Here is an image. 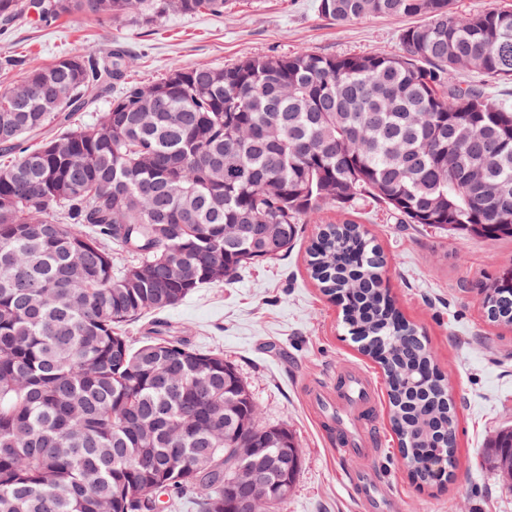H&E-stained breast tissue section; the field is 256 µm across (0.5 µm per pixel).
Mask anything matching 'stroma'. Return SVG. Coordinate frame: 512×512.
<instances>
[{
  "instance_id": "1",
  "label": "stroma",
  "mask_w": 512,
  "mask_h": 512,
  "mask_svg": "<svg viewBox=\"0 0 512 512\" xmlns=\"http://www.w3.org/2000/svg\"><path fill=\"white\" fill-rule=\"evenodd\" d=\"M317 0H236L221 14L172 15L131 24L71 16L51 25L20 21L0 29V58L44 66L64 54H99L114 43L131 54L128 79L151 82L176 64L218 67L255 54L308 48L323 54L392 53L405 24L370 18L339 24ZM339 211L326 207L303 225L295 247L275 263L244 268L231 282L199 289L163 313L174 335L222 354L249 387L263 423L287 425L303 451L301 471L283 512H369L349 491L347 473L364 460L342 459L305 406L307 388L355 365L384 385L381 369L362 355L340 308L310 279L305 250L319 225ZM351 218L386 257L385 283L397 306L422 328L458 410V468L441 486L413 484L400 463L386 414L375 430L374 466L394 492L391 512H512V486L483 459L486 440L512 426V328L488 322L475 283L512 265V239L451 238L398 224L370 200Z\"/></svg>"
}]
</instances>
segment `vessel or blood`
Returning <instances> with one entry per match:
<instances>
[{
  "label": "vessel or blood",
  "instance_id": "1",
  "mask_svg": "<svg viewBox=\"0 0 512 512\" xmlns=\"http://www.w3.org/2000/svg\"><path fill=\"white\" fill-rule=\"evenodd\" d=\"M309 404L320 427L335 433L337 456L370 460L377 455V439L367 424L378 407V388L370 375L355 367L338 371L335 386L317 387ZM347 479L354 494L368 502H376L387 492L371 468L349 472Z\"/></svg>",
  "mask_w": 512,
  "mask_h": 512
}]
</instances>
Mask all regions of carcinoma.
Returning <instances> with one entry per match:
<instances>
[{
	"instance_id": "carcinoma-1",
	"label": "carcinoma",
	"mask_w": 512,
	"mask_h": 512,
	"mask_svg": "<svg viewBox=\"0 0 512 512\" xmlns=\"http://www.w3.org/2000/svg\"><path fill=\"white\" fill-rule=\"evenodd\" d=\"M233 0H0V20L80 13L137 22L222 13ZM454 0H318L339 23L403 16L394 53L299 49L224 67L172 66L76 121L129 57L0 64V512H232L233 448L276 435L220 354L127 327L195 290L275 263L327 206L363 199L399 224L512 239V8L452 17ZM277 225L273 248L224 237ZM310 278L342 308L386 380L412 483L451 480L458 416L426 336L382 285L385 256L350 220L323 224ZM489 322L512 325V265L478 284ZM234 404L224 416V401ZM488 459L512 483V429ZM294 485L259 497L281 512Z\"/></svg>"
}]
</instances>
